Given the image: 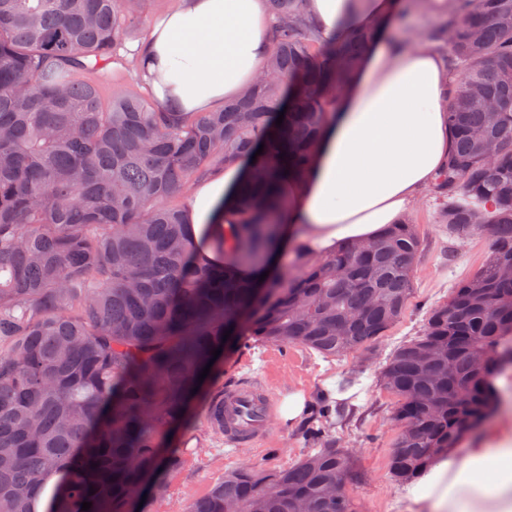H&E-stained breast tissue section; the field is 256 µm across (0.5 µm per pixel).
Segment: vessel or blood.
<instances>
[{
	"mask_svg": "<svg viewBox=\"0 0 512 512\" xmlns=\"http://www.w3.org/2000/svg\"><path fill=\"white\" fill-rule=\"evenodd\" d=\"M274 405L261 383L254 382L224 394V437L241 447L269 433Z\"/></svg>",
	"mask_w": 512,
	"mask_h": 512,
	"instance_id": "b4317fda",
	"label": "vessel or blood"
}]
</instances>
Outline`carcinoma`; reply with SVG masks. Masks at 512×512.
I'll return each instance as SVG.
<instances>
[{
  "label": "carcinoma",
  "instance_id": "1",
  "mask_svg": "<svg viewBox=\"0 0 512 512\" xmlns=\"http://www.w3.org/2000/svg\"><path fill=\"white\" fill-rule=\"evenodd\" d=\"M144 0H0V512H35L33 491L67 474L47 512H125L193 382L226 331L324 358L368 351L413 292L421 239L412 220L330 257L294 252L293 268L255 299L193 261L184 189L284 134L262 191L246 188L237 262L266 265L279 230L261 209L300 177L333 117L332 88L364 52L306 17V0H268L271 45L258 83L216 112L161 106L143 79L103 102L113 63L144 24ZM424 33L457 79L446 93L450 148L432 184L448 236L486 232L483 264L430 309L422 333L380 371L398 397L391 478L409 483L494 410L512 369V0H448ZM424 0H400L395 26ZM84 72L86 81L73 75ZM284 121L276 126L279 112ZM499 143L485 159L481 143ZM224 435V389L206 402ZM323 404L291 466L232 471L188 512H354L334 493L351 452L336 447ZM95 493H89V490Z\"/></svg>",
  "mask_w": 512,
  "mask_h": 512
}]
</instances>
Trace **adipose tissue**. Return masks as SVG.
<instances>
[{
  "mask_svg": "<svg viewBox=\"0 0 512 512\" xmlns=\"http://www.w3.org/2000/svg\"><path fill=\"white\" fill-rule=\"evenodd\" d=\"M324 35L368 34L367 50L336 114L323 128L305 177L288 182L273 259L297 249L330 255L400 223L428 188L449 148L446 65L437 51L407 48L389 32L396 0H308ZM266 0H181L145 46L156 100L183 112L223 107L259 75L270 46ZM252 172L238 160L198 182L187 214L199 257L226 278L260 286L261 271L215 257L232 246L239 189ZM405 493L413 512H512V419L500 416L465 453L448 451Z\"/></svg>",
  "mask_w": 512,
  "mask_h": 512,
  "instance_id": "adipose-tissue-1",
  "label": "adipose tissue"
}]
</instances>
